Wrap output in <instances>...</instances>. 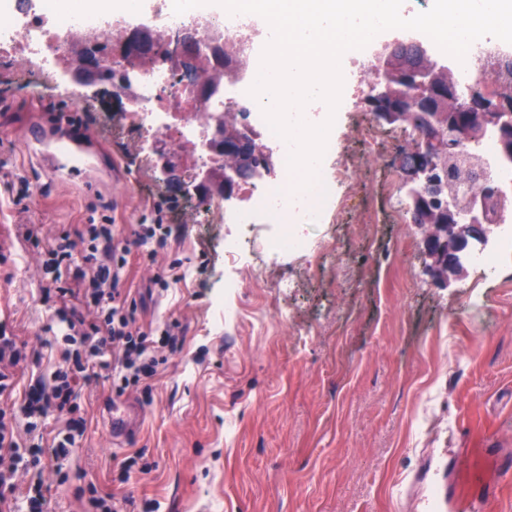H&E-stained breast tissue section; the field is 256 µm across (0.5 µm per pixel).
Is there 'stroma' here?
I'll return each instance as SVG.
<instances>
[{
	"instance_id": "1",
	"label": "stroma",
	"mask_w": 512,
	"mask_h": 512,
	"mask_svg": "<svg viewBox=\"0 0 512 512\" xmlns=\"http://www.w3.org/2000/svg\"><path fill=\"white\" fill-rule=\"evenodd\" d=\"M32 83L0 62V228L13 241L0 258V323L28 347L61 352L41 246L89 222L129 238L159 217L173 232L165 245L132 246L126 285L142 328L172 318L185 341L160 366L151 402L136 388L121 394L141 412L135 440L113 445L100 415L110 387L84 385L83 436L63 463L19 474L17 498L39 480L48 512H87L92 486L157 512H421L437 488L442 512H464L488 485L493 512H512L502 469L512 459V265L483 276L470 265L445 286L428 271L419 225L362 222L366 201L385 204L383 184L406 195L399 161L412 146L405 129L374 124L367 91L336 131L347 201L334 221L305 225L308 251L272 254L260 232L196 223L195 205L178 203L146 163L125 113H79L64 91ZM75 112L122 177L46 185L23 125ZM28 225L40 246L24 241ZM237 236L251 262L228 296L224 242ZM175 272L168 290L154 286ZM131 457L138 465L120 481Z\"/></svg>"
}]
</instances>
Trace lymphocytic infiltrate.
Returning <instances> with one entry per match:
<instances>
[{"mask_svg": "<svg viewBox=\"0 0 512 512\" xmlns=\"http://www.w3.org/2000/svg\"><path fill=\"white\" fill-rule=\"evenodd\" d=\"M128 245L116 241L111 225L89 224L76 235H62L45 249L42 269L47 297L63 334L65 349L49 374L31 381L21 400H13V377L21 364L40 363V351L17 342L0 325V512H46L42 483H34L17 499L16 478L40 466L44 455L65 459L83 432L77 413L79 385L105 379L116 392L135 387L151 398V382L160 364L156 353H176L184 336L178 321L143 330L135 304L121 291ZM67 414L51 448L20 444L17 420L25 418L27 432L45 426L53 413Z\"/></svg>", "mask_w": 512, "mask_h": 512, "instance_id": "obj_1", "label": "lymphocytic infiltrate"}]
</instances>
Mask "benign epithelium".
<instances>
[{
  "instance_id": "benign-epithelium-1",
  "label": "benign epithelium",
  "mask_w": 512,
  "mask_h": 512,
  "mask_svg": "<svg viewBox=\"0 0 512 512\" xmlns=\"http://www.w3.org/2000/svg\"><path fill=\"white\" fill-rule=\"evenodd\" d=\"M155 39L164 43V57L176 71L188 78L197 76L199 64L190 57L193 36H163L154 24L125 25L112 44V52L131 61L146 52ZM90 43L89 38L72 42L70 55L74 63L65 71L64 80L79 84L85 96L95 97L101 84ZM399 54L400 49L393 43H384L375 51L380 80L368 103L375 121L382 125L419 124L421 143L404 152L401 169L411 207L420 213L425 228L422 252L429 260V271L436 280L447 283L464 273L463 255L470 241L484 239L496 214L497 204L490 196L475 195L464 203L468 223H459L457 185L468 177L463 157L465 148L475 143L474 116L481 117V125L496 130L502 156L512 159V105L494 103L479 94L461 104L452 80L442 79L445 67L436 63L426 49L419 45L410 48L407 56L411 61L402 65L398 64ZM205 124L209 145L224 151V176L201 166L196 181H185L182 154L164 144L157 150V163L176 191L191 189L222 195L227 202L233 199L237 184L257 171L233 149L244 140L240 126L224 124L222 112L207 114Z\"/></svg>"
}]
</instances>
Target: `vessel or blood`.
Segmentation results:
<instances>
[{
  "mask_svg": "<svg viewBox=\"0 0 512 512\" xmlns=\"http://www.w3.org/2000/svg\"><path fill=\"white\" fill-rule=\"evenodd\" d=\"M29 145L40 147L42 172L48 182L60 178L89 179L98 171L104 158L91 149L90 136L84 125L68 124L65 133H58L51 124L37 123L27 132ZM107 430L113 440L126 439L137 427L134 405L108 403Z\"/></svg>",
  "mask_w": 512,
  "mask_h": 512,
  "instance_id": "b4317fda",
  "label": "vessel or blood"
}]
</instances>
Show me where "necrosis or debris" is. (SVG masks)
<instances>
[{
	"label": "necrosis or debris",
	"mask_w": 512,
	"mask_h": 512,
	"mask_svg": "<svg viewBox=\"0 0 512 512\" xmlns=\"http://www.w3.org/2000/svg\"><path fill=\"white\" fill-rule=\"evenodd\" d=\"M128 11V0H105L100 9H68L63 0H0V58L17 61L24 72L37 77L40 88L54 86L69 65L71 42L90 34L98 35L103 42L111 40L113 20L123 18ZM209 20L222 33L223 59L240 69L239 78L225 80L211 92L207 89L208 73H201L198 81L190 84L158 59L147 70L134 74L131 94L121 97L119 103L133 115L134 129L147 144L162 140L178 149L188 142L204 143L200 116L205 112L235 113L248 134L275 144L272 171L239 185L240 206L223 213L222 198L214 197L208 202V215L252 229L273 225V232L267 235L271 251L301 248L302 242L291 234L290 225L320 219L335 201L345 176L322 169L311 189L292 190L287 165L289 146L275 137L262 114L263 106L269 105L271 99L265 95L257 101L248 94L258 67L247 46L254 38L268 40L270 28L258 23L252 14L215 13ZM448 66L462 100H469L476 93L512 100V44L493 37L482 38L470 46L465 61L452 59ZM480 147L489 168L475 172L470 182L461 187L460 195H479L491 186L507 199V206L497 219L501 235L496 244L480 247L472 254L480 268L493 269L512 262V160L500 157L491 128H484Z\"/></svg>",
	"instance_id": "necrosis-or-debris-1"
}]
</instances>
